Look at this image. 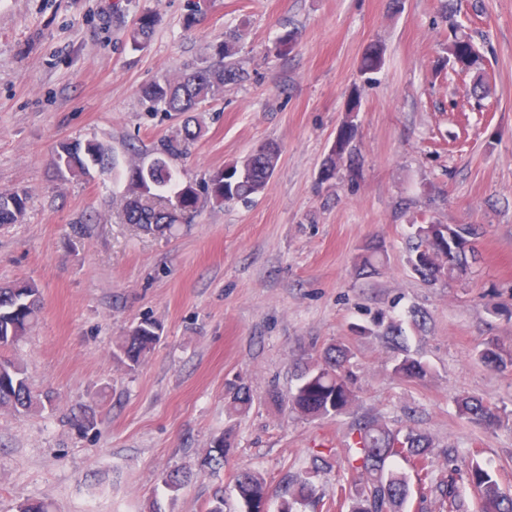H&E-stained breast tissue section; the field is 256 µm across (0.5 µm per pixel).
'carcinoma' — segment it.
Masks as SVG:
<instances>
[{"label":"carcinoma","instance_id":"carcinoma-1","mask_svg":"<svg viewBox=\"0 0 512 512\" xmlns=\"http://www.w3.org/2000/svg\"><path fill=\"white\" fill-rule=\"evenodd\" d=\"M155 26L153 15L145 13L129 34L132 47L138 49L151 38ZM448 63L460 72H468L478 56L469 40L454 38L446 45ZM235 37L226 36L215 48L211 60L177 77H165L143 86L142 99L152 112H164L181 120L170 137L161 140L148 163L134 165L127 173V189L121 199L122 221L143 230L172 235L180 224L192 223L197 212L199 194L190 184H180L172 167L173 160L189 154L200 137L202 127L193 113L200 104L224 95V86L246 78L236 60ZM358 103L353 99L347 116L338 129L339 141L348 149L330 151L321 167V178L329 181L351 160V145L357 132L354 114ZM279 158V148L270 143L260 146L250 155L214 173L206 182L205 194L210 201L223 205L246 202L260 194L273 177ZM57 172L65 177L91 178L93 174L115 172L117 160L109 146L95 140H76L59 144L53 157ZM231 172L224 179V171ZM28 197L17 191L0 193V226L19 224L27 210ZM478 228L473 224H424L416 226L412 236L408 262L422 279L435 285L445 278L456 279L464 269L476 262L474 248H455L453 243L474 242ZM385 247L379 240H370L361 247L357 271L367 277L380 274L384 265ZM44 306L41 289L34 282L0 285V352L14 349L29 335L39 320ZM384 338L400 354L392 367L394 376L421 381L430 373L429 366L405 348L402 327L387 325ZM161 339L158 325L149 320L133 323L121 336L112 357L130 371L139 368L147 353ZM313 362L301 368L297 383L286 396L272 390L269 398L284 402L287 407L306 419L336 417L346 413L358 398V375L351 359L354 353L344 343L331 342L315 351ZM479 359L498 369L512 367V350L488 342L478 351ZM48 391L33 387L27 370L17 359L5 358L0 363V409L16 413L40 412L53 405ZM254 394L244 382L230 391V404L238 412L249 409ZM459 415L483 429H493L508 419L506 410L490 406L476 397L456 401ZM347 444V484L329 494L320 492L317 479L330 461L321 451L309 456V466L288 482L280 512H420L431 496L442 502L445 512H469L467 488L480 490L478 512H512V494L503 490L496 473L475 454L454 447L443 451L442 466L433 456V439L425 432L409 428H392L377 417H364L351 428ZM233 448L231 434L226 432L212 440L201 458L202 470L214 471L224 466ZM407 463L418 476L417 488H412L410 476L401 467ZM241 512H261L268 501L264 480L256 473L243 470L236 477Z\"/></svg>","mask_w":512,"mask_h":512}]
</instances>
